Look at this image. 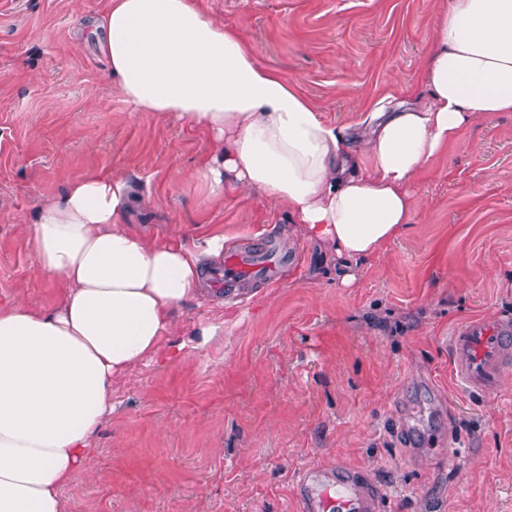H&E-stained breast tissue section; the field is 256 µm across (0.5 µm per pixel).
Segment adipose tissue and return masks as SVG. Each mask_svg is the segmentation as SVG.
Here are the masks:
<instances>
[{
  "mask_svg": "<svg viewBox=\"0 0 512 512\" xmlns=\"http://www.w3.org/2000/svg\"><path fill=\"white\" fill-rule=\"evenodd\" d=\"M95 28L124 102L210 134L196 176L212 194L286 204L292 233L328 249L344 284L409 228L417 173L481 117L512 112V0H450L424 102L388 96L352 125L324 120L200 0H107ZM132 201L128 179L82 173L22 225L63 290L47 309L0 305V512H63L62 489L93 472L113 381L195 358L221 330L180 337L175 313L222 268L223 235L147 239L127 224Z\"/></svg>",
  "mask_w": 512,
  "mask_h": 512,
  "instance_id": "1",
  "label": "adipose tissue"
}]
</instances>
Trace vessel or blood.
I'll use <instances>...</instances> for the list:
<instances>
[{"instance_id":"b4317fda","label":"vessel or blood","mask_w":512,"mask_h":512,"mask_svg":"<svg viewBox=\"0 0 512 512\" xmlns=\"http://www.w3.org/2000/svg\"><path fill=\"white\" fill-rule=\"evenodd\" d=\"M280 254L275 243L258 238L224 256L225 287L263 278L276 283ZM448 349L456 379L469 391L492 393L512 371V320L465 322L450 336ZM300 512H380L381 493L364 473L344 463L332 469L313 465L299 476L296 487Z\"/></svg>"}]
</instances>
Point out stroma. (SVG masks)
<instances>
[{"label": "stroma", "mask_w": 512, "mask_h": 512, "mask_svg": "<svg viewBox=\"0 0 512 512\" xmlns=\"http://www.w3.org/2000/svg\"><path fill=\"white\" fill-rule=\"evenodd\" d=\"M106 0H0V304L47 308L62 280L19 226L80 173L128 178L149 238L279 234L288 209L215 196L194 175L210 138L112 90L92 23ZM450 0H205L260 60L300 81L321 116L363 108L420 74ZM404 236L345 285L301 238L274 285L190 302L183 333L224 321L196 358L144 362L112 384L95 471L64 512H296L294 473L336 461L383 491L382 512H512V372L496 394L462 389L448 338L475 315L512 318V112L467 127L414 181Z\"/></svg>", "instance_id": "35a3bbf8"}]
</instances>
